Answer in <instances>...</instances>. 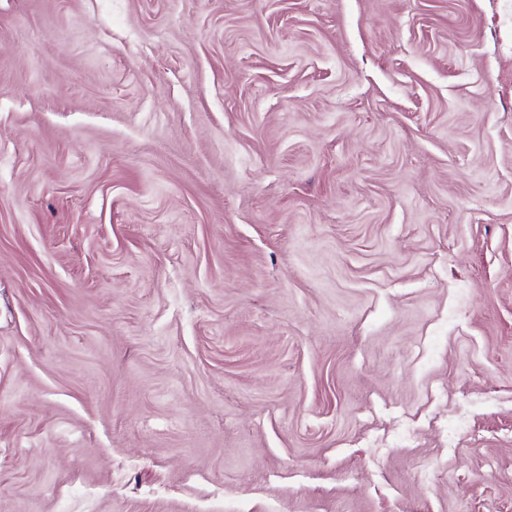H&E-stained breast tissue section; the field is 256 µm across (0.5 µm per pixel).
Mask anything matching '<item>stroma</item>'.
I'll return each mask as SVG.
<instances>
[{
  "label": "stroma",
  "mask_w": 512,
  "mask_h": 512,
  "mask_svg": "<svg viewBox=\"0 0 512 512\" xmlns=\"http://www.w3.org/2000/svg\"><path fill=\"white\" fill-rule=\"evenodd\" d=\"M0 512H512V0H0Z\"/></svg>",
  "instance_id": "obj_1"
}]
</instances>
